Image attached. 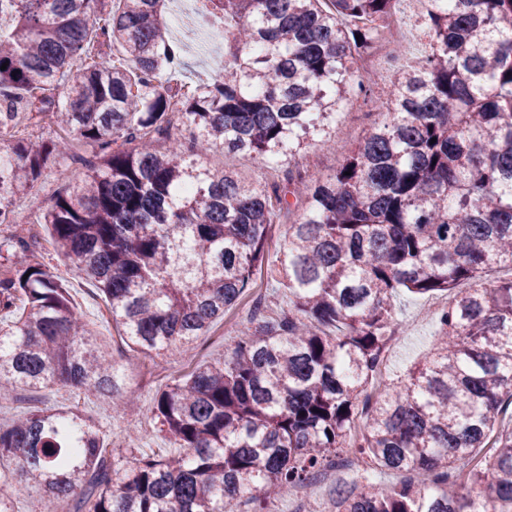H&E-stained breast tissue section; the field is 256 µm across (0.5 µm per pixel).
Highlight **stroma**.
<instances>
[{"label":"stroma","instance_id":"stroma-1","mask_svg":"<svg viewBox=\"0 0 512 512\" xmlns=\"http://www.w3.org/2000/svg\"><path fill=\"white\" fill-rule=\"evenodd\" d=\"M421 10L419 0H398L396 4V11L405 25L399 45L407 62L416 60L427 51L426 40L418 28ZM206 36V30H198L195 38L186 43L185 67L175 75V83L192 84L211 73V44ZM359 103V98H352L337 114L334 148L325 149L316 145L302 152L298 163L309 180L315 182L333 174L351 148L370 132L375 123L380 122V114L359 111ZM203 162L217 175L232 170L250 183L270 187L282 182V174L276 166L250 154L216 149L205 154ZM85 172V167L70 159L57 160L44 170L36 190L15 196L13 207L27 218L31 242L28 250L16 251L14 256L6 259L0 257V276H7L15 268L27 264L42 263L48 266L66 283L71 303L83 321L96 332L98 341L109 348L113 358L122 366L125 387L135 390L139 396L141 412L137 417L116 415L111 404L93 396L77 397L71 388L62 384L41 389L38 398L44 407L77 406L83 416L92 418L102 427L112 442L115 454L124 460L128 457L126 447L132 437L138 438L140 447L144 449L170 448V441L162 438L155 428L153 403L156 392L174 378L191 372L201 364L223 360L239 328L248 321L250 305L241 303L210 329L198 348L171 357L163 366H155L152 358L128 348L121 342L116 325L98 291L77 276L70 262L55 252L50 228L40 221L41 215L53 204L58 191L65 184L80 182ZM440 301L437 295L422 297L403 294L397 298L395 307L406 330L386 348V377L395 380L406 378L409 370L428 356L439 330V324L429 308ZM363 477L377 484L399 479L398 474L370 467L338 470L324 482L296 489L292 494L275 499L271 504L272 512H296L301 505L309 508L310 512H328L330 490L335 483Z\"/></svg>","mask_w":512,"mask_h":512}]
</instances>
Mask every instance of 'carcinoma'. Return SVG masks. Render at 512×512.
<instances>
[{
    "label": "carcinoma",
    "instance_id": "1",
    "mask_svg": "<svg viewBox=\"0 0 512 512\" xmlns=\"http://www.w3.org/2000/svg\"><path fill=\"white\" fill-rule=\"evenodd\" d=\"M195 2L224 30V69L175 88L165 0H0V131L21 112L60 131L0 158V224L25 223L14 196L64 153L85 178L41 221L127 346L161 359L196 348L248 296L273 224L288 225L268 271L288 313L253 317L224 362L157 393L156 429L178 455L123 462L75 406L0 426V460L17 463L0 469V512H14L17 478L49 503L85 489L74 512H268L350 454L411 478L338 482L332 512H512V279L484 280L512 266V0H426L428 52L384 76L385 119L312 185L297 157L332 146L336 113L373 92L356 59L386 39L373 23L397 0ZM218 146L262 156L285 185L211 174L198 157ZM400 291L448 304L432 356L373 398ZM50 383L121 415L137 402L62 280L29 264L0 278V394Z\"/></svg>",
    "mask_w": 512,
    "mask_h": 512
}]
</instances>
